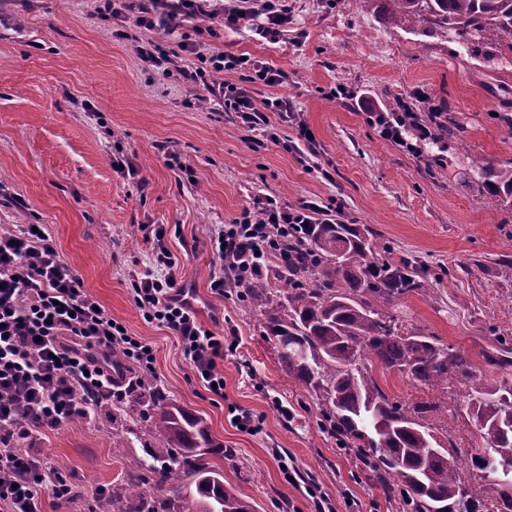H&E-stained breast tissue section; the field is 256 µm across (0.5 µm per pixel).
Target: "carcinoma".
I'll return each mask as SVG.
<instances>
[{"label": "carcinoma", "mask_w": 512, "mask_h": 512, "mask_svg": "<svg viewBox=\"0 0 512 512\" xmlns=\"http://www.w3.org/2000/svg\"><path fill=\"white\" fill-rule=\"evenodd\" d=\"M375 6L395 25L445 33L485 47L484 60L512 52V0H353ZM489 198L512 196V168L480 167ZM375 251L369 229L357 224H302L278 255L285 288L268 278L251 280L246 300L266 316L264 334L279 364L315 396L321 415L398 512H512V378L490 382L460 349L417 333L401 334L383 310L422 291L431 268L418 256L392 260ZM396 370L428 387L464 385L466 410L490 453L471 457L493 499L467 483L448 449L435 446L424 418L427 406L390 400L368 367ZM129 404L112 421L129 434L150 438L156 451L128 467L126 487L137 493L129 512H252L224 485V474L205 462L223 444L207 420L169 402L145 374L133 376Z\"/></svg>", "instance_id": "1"}]
</instances>
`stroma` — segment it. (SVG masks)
<instances>
[{"instance_id":"stroma-1","label":"stroma","mask_w":512,"mask_h":512,"mask_svg":"<svg viewBox=\"0 0 512 512\" xmlns=\"http://www.w3.org/2000/svg\"><path fill=\"white\" fill-rule=\"evenodd\" d=\"M226 2L208 0L207 15L176 31L136 29L121 40L104 0H0V226L46 225L85 290L153 348L154 385L207 419L226 451L217 461L225 481L257 512H396L314 396L280 367L262 313L212 289L221 262L210 235L264 195L338 212L372 230L376 244L431 266L428 289L388 308L401 332L464 350L486 376L502 377L485 357L512 343V272L502 265L512 260V203L489 202L478 168L512 166V65L489 69L465 40L418 35L346 0H288L278 42L252 20L208 45L284 75L249 90L259 103L288 99L289 119L267 113V125L248 133L223 102L199 97L185 77L197 60L180 49L195 27L219 25ZM137 40L179 50L178 71L139 60ZM398 98L447 106L461 137L423 143L418 157L384 140L367 111H389ZM300 123L311 141L298 139ZM173 153L180 167L168 165ZM119 157L134 175L115 171ZM153 225L163 239L148 237ZM161 247L178 281L205 298L199 320L224 339L223 396L204 389L178 338L133 301V280ZM369 375L393 401L428 406L434 437L478 482L470 458L479 440L461 385L433 389L376 365ZM244 411L255 432L236 427ZM32 446L79 492L60 509L46 499L45 512H93L98 489L123 486L128 461L148 454L132 435L114 447L107 406Z\"/></svg>"}]
</instances>
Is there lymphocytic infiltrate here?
<instances>
[{
    "instance_id": "1",
    "label": "lymphocytic infiltrate",
    "mask_w": 512,
    "mask_h": 512,
    "mask_svg": "<svg viewBox=\"0 0 512 512\" xmlns=\"http://www.w3.org/2000/svg\"><path fill=\"white\" fill-rule=\"evenodd\" d=\"M105 13L117 24L116 37L128 28L173 31L203 12L204 0H105ZM263 15L257 33L274 41L288 24L287 0H235L224 8V27ZM199 44L188 50L199 64L189 74L202 92L224 99L240 126L254 131L265 113L287 112V102L266 100L256 106L247 90L260 81L281 83L277 69L250 56L224 52L203 55ZM239 71L245 86L216 82L215 74ZM380 136L398 140L409 154L437 138L434 123H420L410 112H373L368 116ZM317 207H287L275 197L257 198L230 224L213 233L210 242L236 281L264 275L280 240L293 226L316 221ZM156 272L137 278L133 299L147 318L178 337L185 357L204 387L224 394V377L216 359L224 353L223 337L204 328L196 312L181 299L176 262L166 249L154 256ZM121 352L139 369L152 371L150 345L130 336L127 328L99 310L72 267L59 255L52 237L29 224L0 228V512H44L45 496L71 503L76 493L48 460L23 445L24 440L54 432L74 419H93L96 410L125 397L126 392L102 358Z\"/></svg>"
}]
</instances>
